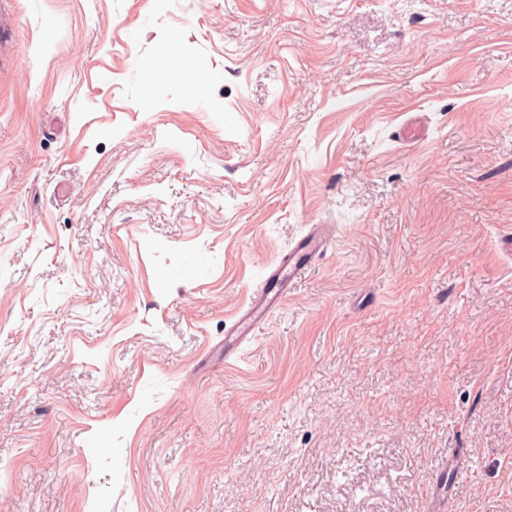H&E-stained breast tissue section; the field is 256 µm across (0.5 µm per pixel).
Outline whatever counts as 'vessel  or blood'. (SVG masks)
Listing matches in <instances>:
<instances>
[{"mask_svg": "<svg viewBox=\"0 0 512 512\" xmlns=\"http://www.w3.org/2000/svg\"><path fill=\"white\" fill-rule=\"evenodd\" d=\"M325 225L314 226L311 233L297 241L288 256L271 266L265 280L224 336V353L232 355L240 343L252 335L288 294L289 285L302 277L317 261L329 242Z\"/></svg>", "mask_w": 512, "mask_h": 512, "instance_id": "b4317fda", "label": "vessel or blood"}]
</instances>
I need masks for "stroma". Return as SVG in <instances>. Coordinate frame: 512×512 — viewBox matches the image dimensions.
Masks as SVG:
<instances>
[{
    "instance_id": "stroma-1",
    "label": "stroma",
    "mask_w": 512,
    "mask_h": 512,
    "mask_svg": "<svg viewBox=\"0 0 512 512\" xmlns=\"http://www.w3.org/2000/svg\"><path fill=\"white\" fill-rule=\"evenodd\" d=\"M510 237L512 0H0V512H512ZM330 233L323 224H316L311 233L297 241L288 253L271 266L265 280L255 292L250 304L240 314L224 336V360L236 352L240 343L252 335L288 295L289 285L302 277L324 252Z\"/></svg>"
}]
</instances>
